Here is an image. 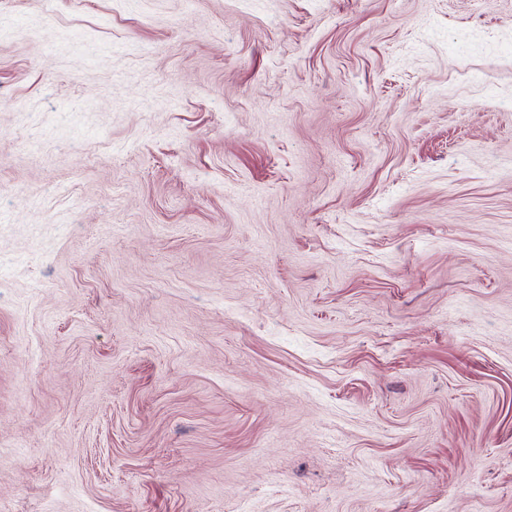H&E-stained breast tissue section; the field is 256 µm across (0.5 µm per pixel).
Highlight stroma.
<instances>
[{
  "mask_svg": "<svg viewBox=\"0 0 512 512\" xmlns=\"http://www.w3.org/2000/svg\"><path fill=\"white\" fill-rule=\"evenodd\" d=\"M0 512H512V0H0Z\"/></svg>",
  "mask_w": 512,
  "mask_h": 512,
  "instance_id": "35a3bbf8",
  "label": "stroma"
}]
</instances>
